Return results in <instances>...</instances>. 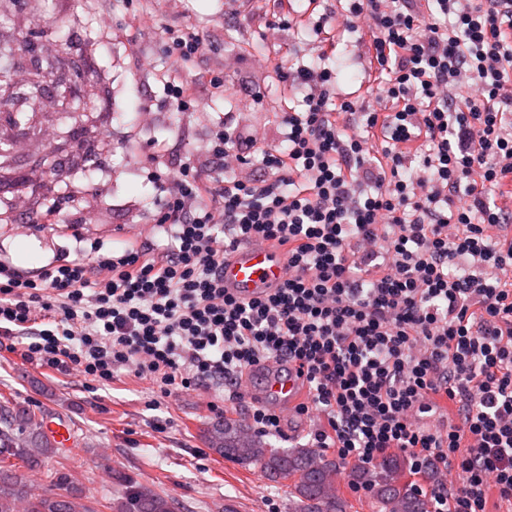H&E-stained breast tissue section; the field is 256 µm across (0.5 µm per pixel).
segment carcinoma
Masks as SVG:
<instances>
[{"instance_id":"1","label":"carcinoma","mask_w":512,"mask_h":512,"mask_svg":"<svg viewBox=\"0 0 512 512\" xmlns=\"http://www.w3.org/2000/svg\"><path fill=\"white\" fill-rule=\"evenodd\" d=\"M42 418L30 410H15L0 399V512H94L81 503L82 492L69 486L57 471L51 481L64 492L32 495L18 473L17 463L33 465L56 455V442L41 430ZM211 449L245 467L258 469L273 482L288 483V512H350L352 504L333 485L337 461L310 448H273L242 432L236 420L211 427ZM407 463L388 458L374 470L352 464L355 480L367 487L372 512H430L428 498L405 480ZM173 498L153 491H133L112 499V512H176Z\"/></svg>"}]
</instances>
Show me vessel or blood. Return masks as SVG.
<instances>
[{"instance_id":"1","label":"vessel or blood","mask_w":512,"mask_h":512,"mask_svg":"<svg viewBox=\"0 0 512 512\" xmlns=\"http://www.w3.org/2000/svg\"><path fill=\"white\" fill-rule=\"evenodd\" d=\"M287 277L283 256L264 246L246 245L224 261V286L238 297L249 299L280 287ZM302 388L295 374L270 373L263 398L291 404Z\"/></svg>"}]
</instances>
